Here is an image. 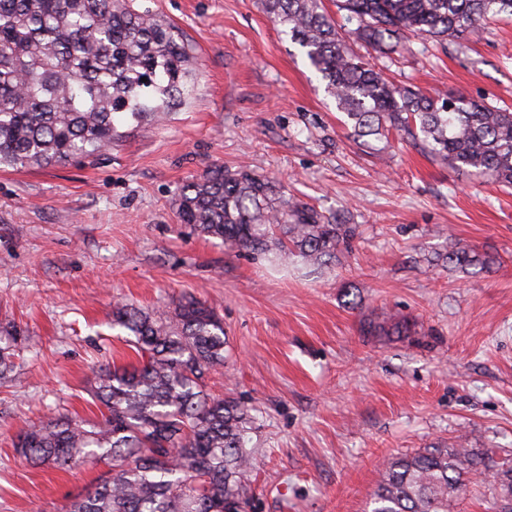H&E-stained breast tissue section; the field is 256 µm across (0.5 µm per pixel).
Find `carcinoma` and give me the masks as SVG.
Here are the masks:
<instances>
[{
	"label": "carcinoma",
	"mask_w": 512,
	"mask_h": 512,
	"mask_svg": "<svg viewBox=\"0 0 512 512\" xmlns=\"http://www.w3.org/2000/svg\"><path fill=\"white\" fill-rule=\"evenodd\" d=\"M298 45L357 141L420 146L451 170L512 187V112L464 95L430 96L395 86L347 46L322 0H262ZM350 33L382 55L412 36L473 39L489 15L512 16V0H336ZM194 57L174 27L131 0H0V167L82 161L112 147L119 127L137 128L186 104ZM177 217L224 246L330 264L351 250L358 225L289 197L271 178L210 169L184 183ZM458 268L491 259L458 243ZM136 362L98 367L86 393L94 421L58 414L19 435L34 466L108 464L112 474L63 512H247L254 457L252 408L210 392L224 367V321L207 303L162 309L112 307ZM371 336H409L406 319L363 322ZM18 332L0 330V374L14 367ZM491 487L496 512H512V467L463 445L435 447L384 464L371 512H450L473 477Z\"/></svg>",
	"instance_id": "carcinoma-1"
}]
</instances>
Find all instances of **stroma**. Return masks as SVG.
<instances>
[{"mask_svg":"<svg viewBox=\"0 0 512 512\" xmlns=\"http://www.w3.org/2000/svg\"><path fill=\"white\" fill-rule=\"evenodd\" d=\"M195 60L192 99L80 162L0 170V326L21 329L0 379V512H60L105 465L35 468L14 450L47 417L95 419L93 369L135 356L112 305L196 297L229 338L212 391L256 416L253 512H369L381 463L465 436L512 461V190L406 143L353 139L324 84L261 0H135ZM395 83L512 111V18L480 39L412 38L383 58ZM250 169L360 227L317 268L225 249L179 223V187L211 167ZM461 243L489 269L435 264ZM405 317L409 337L362 322Z\"/></svg>","mask_w":512,"mask_h":512,"instance_id":"stroma-1","label":"stroma"}]
</instances>
